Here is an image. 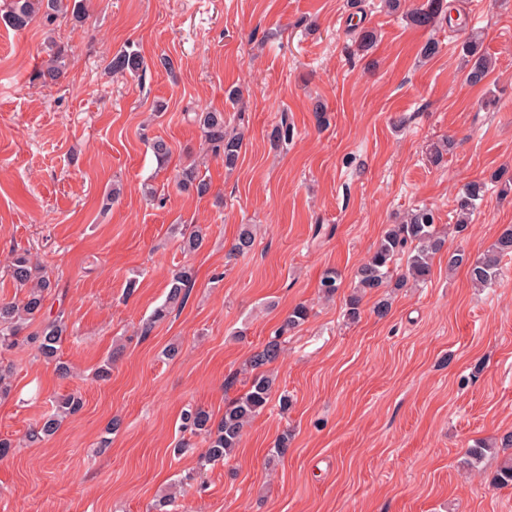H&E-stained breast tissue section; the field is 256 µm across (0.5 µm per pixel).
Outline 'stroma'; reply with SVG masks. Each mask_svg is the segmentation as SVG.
Wrapping results in <instances>:
<instances>
[{
    "instance_id": "35a3bbf8",
    "label": "stroma",
    "mask_w": 512,
    "mask_h": 512,
    "mask_svg": "<svg viewBox=\"0 0 512 512\" xmlns=\"http://www.w3.org/2000/svg\"><path fill=\"white\" fill-rule=\"evenodd\" d=\"M454 4L460 25L443 17L428 30L380 0H85L81 17L50 26L0 19V300L23 299L5 268L30 249L58 282L41 318L64 314L70 368L60 375L25 343L0 355L12 369L0 436L14 443L0 457V512H155L183 477L179 512H512V486L493 483L494 443L512 432V258L484 290L448 266L450 252L477 256L512 225V195L487 191L427 284L381 288L358 321L345 316L354 273L389 225L426 206L448 227L465 184L512 176V0ZM364 28L378 36L367 52ZM473 31L496 62L477 86L460 55ZM49 38L68 60L45 86ZM430 39L440 50L424 62ZM127 43L145 73L109 70ZM213 110L244 135L230 170L187 118ZM283 118L294 138L276 147ZM446 136L455 145L433 164L426 148ZM156 137L170 148L162 165ZM191 164L205 196L177 186ZM175 224L200 227L202 247L181 250ZM244 224L254 245L231 254ZM180 267L193 274L185 304L142 334ZM330 269L342 284L326 300ZM300 303L311 315L269 367L275 397L232 456L200 466V436L178 454L183 407L221 418L247 389L249 357ZM70 392L82 410L30 442L52 397ZM284 435L287 454L271 460ZM479 441L493 448L467 468Z\"/></svg>"
}]
</instances>
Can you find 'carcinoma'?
I'll return each mask as SVG.
<instances>
[{
    "label": "carcinoma",
    "instance_id": "cac0c4a2",
    "mask_svg": "<svg viewBox=\"0 0 512 512\" xmlns=\"http://www.w3.org/2000/svg\"><path fill=\"white\" fill-rule=\"evenodd\" d=\"M452 10L453 5L448 0H426V3L406 12L405 18L415 27L431 29L441 15H449ZM82 11L81 0H9L5 20L19 30L41 19L51 23L69 13L79 16ZM462 51L469 66L466 82L471 85L482 83L492 71V60L483 51L481 39L477 36L469 37L463 43ZM66 58L65 49L58 47L53 51L49 66L37 74L42 84L53 83L61 77L66 67ZM144 66L139 50L131 44L118 50L109 63V69L115 74L136 75L143 71ZM192 120L201 128L211 152L223 158L225 168H235L242 148V137L227 130L224 113L195 112ZM292 137L293 130L285 120L275 126L270 134L276 146L287 143ZM453 145V140L449 138L432 143L429 147L430 161L440 163ZM179 186L192 188L199 196L209 192V184L198 177L194 168L182 172ZM484 196L485 184L480 181L467 183L457 193L455 211L458 219L454 224L455 233L462 235L468 229L469 217ZM171 232L180 236L183 250L187 252H194L202 246L203 235L198 229L187 233L174 224ZM446 249L445 236L439 225L435 224L432 209L426 206L410 209L399 223L391 225L370 257L357 269L355 284L346 302L348 317L358 319L362 297L384 286L397 260L405 261V269L396 281L397 287L401 288L410 281L425 283L431 275L434 258ZM508 256L512 257V227L505 229L488 249L474 258L461 251L449 254L448 267L466 266L471 284L476 288H487L496 282L503 259ZM9 272L15 286L24 291L25 296L19 302H0V352L11 350L18 344L23 325L39 316L45 295L55 287L50 277L32 262L31 253L25 248L14 251ZM192 279V272L188 269L180 270L172 276L165 302L154 310L143 332H149L153 324L164 320L173 308L184 303ZM339 288L340 279L336 272H327L320 282L323 296L332 298ZM308 313L304 305L293 308L275 336L250 357L248 389L225 406L224 416L220 420H214L208 411L198 406L189 405L182 411L183 432L202 436L207 442L206 451L201 456L202 465L228 458L238 447L244 427L266 407L274 379L265 367L278 358L281 337L302 324L308 318ZM66 331L67 324L61 312L55 319L28 335L26 340L36 347L40 356L52 361L57 359L58 346ZM82 407V398L74 393L59 397L55 400L54 412L41 425L30 430L29 441L34 443L53 435L63 419L78 413ZM494 482L500 486L512 485V452L503 456Z\"/></svg>",
    "mask_w": 512,
    "mask_h": 512
}]
</instances>
